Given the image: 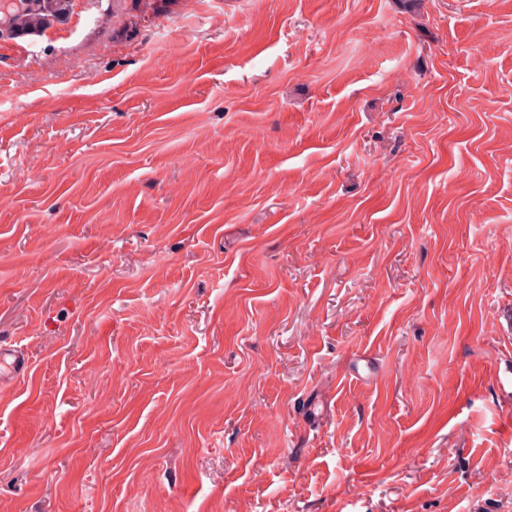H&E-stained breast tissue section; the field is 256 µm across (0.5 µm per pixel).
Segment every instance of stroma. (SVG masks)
Segmentation results:
<instances>
[{"label":"stroma","instance_id":"obj_1","mask_svg":"<svg viewBox=\"0 0 512 512\" xmlns=\"http://www.w3.org/2000/svg\"><path fill=\"white\" fill-rule=\"evenodd\" d=\"M512 0H75L0 36V512H512ZM0 363L17 374L25 373L29 368L27 356L11 345H0Z\"/></svg>","mask_w":512,"mask_h":512}]
</instances>
